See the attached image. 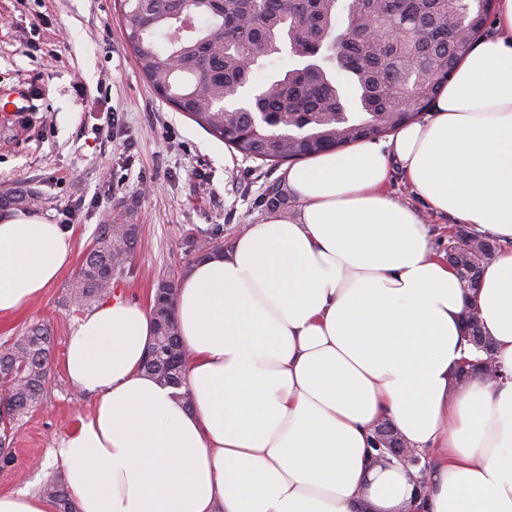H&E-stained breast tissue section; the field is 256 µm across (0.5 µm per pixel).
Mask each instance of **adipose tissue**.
<instances>
[{"label": "adipose tissue", "instance_id": "1", "mask_svg": "<svg viewBox=\"0 0 512 512\" xmlns=\"http://www.w3.org/2000/svg\"><path fill=\"white\" fill-rule=\"evenodd\" d=\"M431 118L288 168L271 211L179 285L191 406L142 370L149 308L114 296L77 319L64 368L92 413L51 451L78 512H512V0ZM415 195L506 242L463 294ZM67 225L0 215V316L68 266ZM476 308L496 377L454 375ZM391 422L425 481L380 457Z\"/></svg>", "mask_w": 512, "mask_h": 512}]
</instances>
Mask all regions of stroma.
Segmentation results:
<instances>
[{
  "label": "stroma",
  "mask_w": 512,
  "mask_h": 512,
  "mask_svg": "<svg viewBox=\"0 0 512 512\" xmlns=\"http://www.w3.org/2000/svg\"><path fill=\"white\" fill-rule=\"evenodd\" d=\"M283 166L231 150L162 100L128 45L117 0H0V190L25 181L47 204L40 217L75 214L74 251L47 292L0 316V345L34 324L53 345L41 406L15 428L14 463L0 493L39 491L58 475L49 450L89 415L92 397L66 378V341L81 312L67 298L100 224H139L130 273L112 290L150 305L158 281L180 272L187 232L223 229L225 242L277 208L296 209ZM389 189L424 211L437 250L458 221L427 211L400 170Z\"/></svg>",
  "instance_id": "35a3bbf8"
}]
</instances>
